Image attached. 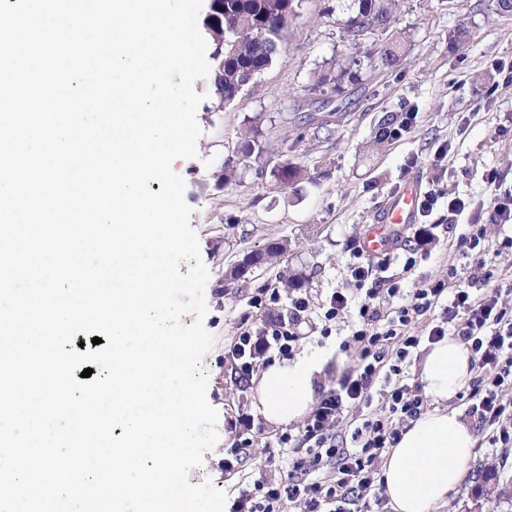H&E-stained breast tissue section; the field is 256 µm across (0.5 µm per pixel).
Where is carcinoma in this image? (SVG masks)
I'll list each match as a JSON object with an SVG mask.
<instances>
[{"label":"carcinoma","instance_id":"1","mask_svg":"<svg viewBox=\"0 0 512 512\" xmlns=\"http://www.w3.org/2000/svg\"><path fill=\"white\" fill-rule=\"evenodd\" d=\"M354 13L347 24L354 36L387 31L393 23L394 0H351ZM301 0H210L209 10L203 20L204 29L211 36L215 48L214 94L215 107L221 109L233 102L241 90L252 79L271 67L277 57L288 29L301 17ZM472 31L465 23L457 25L450 34V43L456 48L465 46ZM405 37L398 35L381 44L377 50L378 63L384 68H395L405 56ZM348 62L335 75L328 71L321 74L315 87L323 94H334L340 90L339 82L345 75H354ZM404 120L388 116L383 122L378 142L393 140L404 131ZM243 153L250 158L262 154L263 148L256 144L255 127L249 126L242 133ZM275 179L291 188L303 179L301 169L292 162L283 161L273 169ZM288 253V241H271L261 250L248 255L225 274L230 280H241L255 268L267 265Z\"/></svg>","mask_w":512,"mask_h":512}]
</instances>
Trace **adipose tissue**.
I'll return each instance as SVG.
<instances>
[{"mask_svg": "<svg viewBox=\"0 0 512 512\" xmlns=\"http://www.w3.org/2000/svg\"><path fill=\"white\" fill-rule=\"evenodd\" d=\"M322 359L307 354L274 361L255 383L253 407L271 425L301 420L311 409ZM475 374L471 354L455 336L431 344L420 373L431 407L410 422L385 458L381 476L394 512H434L464 480L475 435L451 402Z\"/></svg>", "mask_w": 512, "mask_h": 512, "instance_id": "obj_1", "label": "adipose tissue"}]
</instances>
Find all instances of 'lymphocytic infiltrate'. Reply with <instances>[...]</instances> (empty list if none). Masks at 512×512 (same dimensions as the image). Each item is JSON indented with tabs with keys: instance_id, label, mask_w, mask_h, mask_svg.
<instances>
[{
	"instance_id": "1",
	"label": "lymphocytic infiltrate",
	"mask_w": 512,
	"mask_h": 512,
	"mask_svg": "<svg viewBox=\"0 0 512 512\" xmlns=\"http://www.w3.org/2000/svg\"><path fill=\"white\" fill-rule=\"evenodd\" d=\"M488 196V224L512 223V188L503 186L494 170L482 175ZM488 224H472L462 236V254L483 264L489 249L512 251V235L496 242L487 238ZM350 275L363 289L360 301L343 292H333L323 314V335H330L331 321L355 309L352 339L357 362L335 387L321 393L300 435L280 434L278 448L294 453L293 471L287 480L263 476L252 489L229 500L226 512H282L284 504L299 506L300 512H367L369 496L378 488V462L385 449L395 447L410 421L419 417L426 402L407 377L421 342L436 343L447 335L458 336L471 353L477 374L468 395V413L479 430H490V447H512V399L502 396L512 388V307L501 297L512 294V279L485 273L458 282L457 269H449L447 282L406 287L414 257H400L389 249L368 255L362 245L352 250ZM309 300L298 296L288 305L287 318L270 320L256 332H243L233 346L242 380L253 376L257 358L270 350L288 357L300 339L302 315ZM425 322L423 334L412 327ZM385 403V415L370 411L374 397ZM360 408L359 422L350 438L339 437L335 424L344 412ZM330 469L329 478L320 470ZM315 480H307V473Z\"/></svg>"
}]
</instances>
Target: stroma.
I'll return each mask as SVG.
<instances>
[{
    "label": "stroma",
    "instance_id": "1",
    "mask_svg": "<svg viewBox=\"0 0 512 512\" xmlns=\"http://www.w3.org/2000/svg\"><path fill=\"white\" fill-rule=\"evenodd\" d=\"M342 3L302 0L301 16L272 66L222 111L213 109L210 80L194 84L205 96L197 110L199 155L176 159L172 169L186 183L191 225L209 272L204 325L214 344L202 368L219 434L216 447L189 473L194 485L208 479L226 493H237V477L222 472L220 464L224 449L233 444L230 425L244 413L254 424L249 473L284 479L291 470L288 456L275 446L280 427L255 416L253 384L236 371L232 350L241 332L262 328L269 317L284 314L292 296L307 295L310 310L295 350L323 357L315 388L333 387L355 362L348 345L353 315L327 324L323 307L334 291L355 294L351 247L399 185L417 176L442 193L422 219L431 236L420 245L422 255L408 278L412 284L447 280L450 268L464 266L458 242L471 215L449 222V197L477 202L481 175L490 169L512 186V83H504L498 72L499 66L512 67V14L496 13L491 0H398L391 29L406 37L407 54L402 65L386 69L369 57L386 34L369 33L350 44ZM462 22L473 37L466 48L455 50L448 34ZM352 56L360 61L356 80H344L341 94L323 102L312 89L318 74ZM402 108L414 113L410 128L400 138L378 143L382 118ZM251 120L269 165L293 162L308 171V180L279 191L271 173L256 177L240 139ZM446 144L449 154L439 156ZM228 164L243 168L242 186L224 185L221 175ZM271 239L290 244L280 262L254 270L244 281L226 282L228 268ZM286 276L295 279L296 288L284 289ZM268 289L279 290V303L256 304V296ZM326 324L332 329L327 337L321 333ZM476 439L464 482L436 512H512V502L498 499L495 491L499 485L512 487V458L505 449L490 447L485 433ZM490 467L498 471L494 485L481 479Z\"/></svg>",
    "mask_w": 512,
    "mask_h": 512
}]
</instances>
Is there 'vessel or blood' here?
Listing matches in <instances>:
<instances>
[{"mask_svg":"<svg viewBox=\"0 0 512 512\" xmlns=\"http://www.w3.org/2000/svg\"><path fill=\"white\" fill-rule=\"evenodd\" d=\"M421 195L422 187L418 179L410 178L403 182L384 206L375 224L365 233L363 244L369 255H378L390 246L395 227L416 223Z\"/></svg>","mask_w":512,"mask_h":512,"instance_id":"obj_1","label":"vessel or blood"}]
</instances>
